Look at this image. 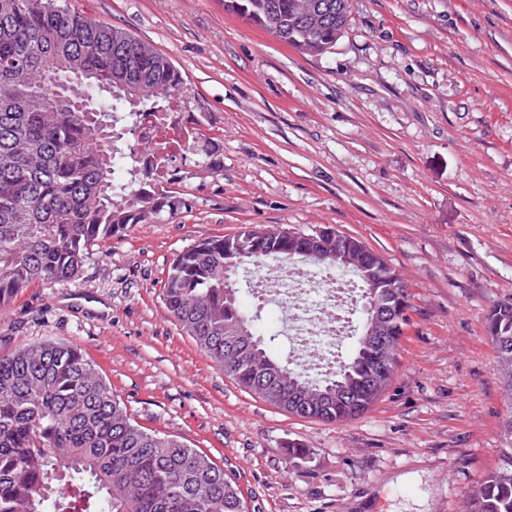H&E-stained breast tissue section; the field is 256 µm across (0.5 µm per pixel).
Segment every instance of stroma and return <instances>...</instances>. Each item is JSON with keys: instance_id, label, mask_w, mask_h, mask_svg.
<instances>
[{"instance_id": "stroma-1", "label": "stroma", "mask_w": 512, "mask_h": 512, "mask_svg": "<svg viewBox=\"0 0 512 512\" xmlns=\"http://www.w3.org/2000/svg\"><path fill=\"white\" fill-rule=\"evenodd\" d=\"M62 2L170 58L202 136L172 163L187 207L1 305L0 353L76 345L137 424L236 474L249 512H461L512 466V397L484 330L512 303V0H351L319 57L224 0ZM245 224L333 227L408 282L393 381L360 418L302 419L242 391L166 309L175 256ZM292 443L307 463L289 464Z\"/></svg>"}]
</instances>
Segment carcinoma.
<instances>
[{
	"instance_id": "cac0c4a2",
	"label": "carcinoma",
	"mask_w": 512,
	"mask_h": 512,
	"mask_svg": "<svg viewBox=\"0 0 512 512\" xmlns=\"http://www.w3.org/2000/svg\"><path fill=\"white\" fill-rule=\"evenodd\" d=\"M313 22L299 0H224L232 12L311 56L330 52L345 33L350 0H314ZM27 60L19 78L0 69V305L36 281L66 283L89 249L132 224L174 214L186 199L176 179H157L137 143L138 118L148 110L164 123L183 78L162 53L127 31L81 17L57 0H0V65ZM64 76L88 75L63 91L96 111L63 112L42 62ZM41 86L38 95L28 89ZM258 225L198 241L180 252L163 286L172 317L224 375L242 390L293 416L328 423L367 412L393 379L370 381L374 347L368 314L352 357L328 374H312L275 358L256 334L262 308L247 314L235 272L268 260L311 262L347 270L367 293L365 275L342 258H316L288 243L260 239ZM234 273L224 277V265ZM484 329L498 371L512 383V305L490 308ZM240 352L226 368V356ZM277 366L298 394L270 396L263 372ZM342 388L354 399L339 397ZM0 512H246L241 485L206 453L173 435L132 422L119 396L80 348L41 342L0 354ZM463 512H512V470L493 471L464 502Z\"/></svg>"
}]
</instances>
